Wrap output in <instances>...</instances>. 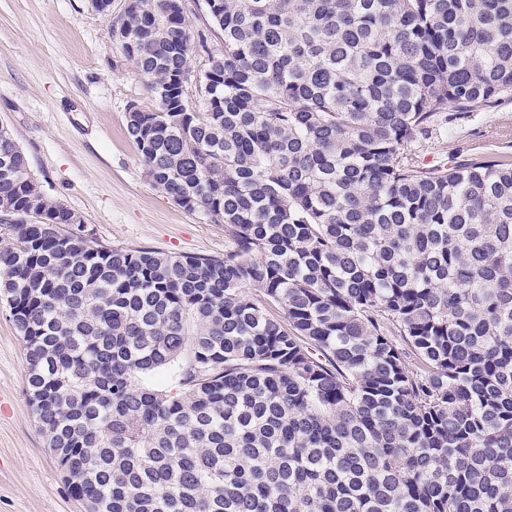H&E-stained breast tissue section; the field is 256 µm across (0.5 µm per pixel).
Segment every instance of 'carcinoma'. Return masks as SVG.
<instances>
[{
	"label": "carcinoma",
	"instance_id": "obj_1",
	"mask_svg": "<svg viewBox=\"0 0 512 512\" xmlns=\"http://www.w3.org/2000/svg\"><path fill=\"white\" fill-rule=\"evenodd\" d=\"M205 3L196 106L183 0L110 29L155 100L127 108L147 177L224 255L95 243L0 126V301L71 493L512 512V156L417 160L440 115L512 101V0ZM207 53L202 48H195L189 58V67L191 78L188 73L187 80L190 81L186 84V94L189 101L195 102L199 100V88L196 84V75L206 67L207 64Z\"/></svg>",
	"mask_w": 512,
	"mask_h": 512
}]
</instances>
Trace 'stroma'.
I'll use <instances>...</instances> for the list:
<instances>
[{
    "mask_svg": "<svg viewBox=\"0 0 512 512\" xmlns=\"http://www.w3.org/2000/svg\"><path fill=\"white\" fill-rule=\"evenodd\" d=\"M183 3L193 32L207 36L206 48L189 58L195 75L222 42L208 32L204 0ZM133 103L155 106L88 0H0V125L44 194L82 216L87 234L104 246L223 255V225L148 180L126 130ZM486 150L512 153V102L453 122L419 160L435 166L452 153ZM25 373L23 341L0 307V512H84L45 445Z\"/></svg>",
    "mask_w": 512,
    "mask_h": 512,
    "instance_id": "stroma-1",
    "label": "stroma"
}]
</instances>
